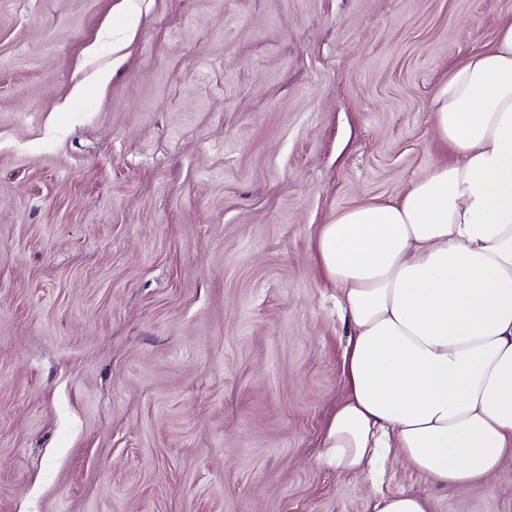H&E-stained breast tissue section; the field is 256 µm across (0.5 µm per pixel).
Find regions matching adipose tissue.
Segmentation results:
<instances>
[{
    "instance_id": "1",
    "label": "adipose tissue",
    "mask_w": 512,
    "mask_h": 512,
    "mask_svg": "<svg viewBox=\"0 0 512 512\" xmlns=\"http://www.w3.org/2000/svg\"><path fill=\"white\" fill-rule=\"evenodd\" d=\"M431 117L447 159L312 242L349 328L321 460L360 475L395 457L460 495L512 463V21Z\"/></svg>"
}]
</instances>
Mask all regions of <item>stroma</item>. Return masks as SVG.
Here are the masks:
<instances>
[{"instance_id": "stroma-1", "label": "stroma", "mask_w": 512, "mask_h": 512, "mask_svg": "<svg viewBox=\"0 0 512 512\" xmlns=\"http://www.w3.org/2000/svg\"><path fill=\"white\" fill-rule=\"evenodd\" d=\"M512 0H0V512H372L319 458L348 337L309 243L444 153ZM512 512V467L449 494Z\"/></svg>"}]
</instances>
